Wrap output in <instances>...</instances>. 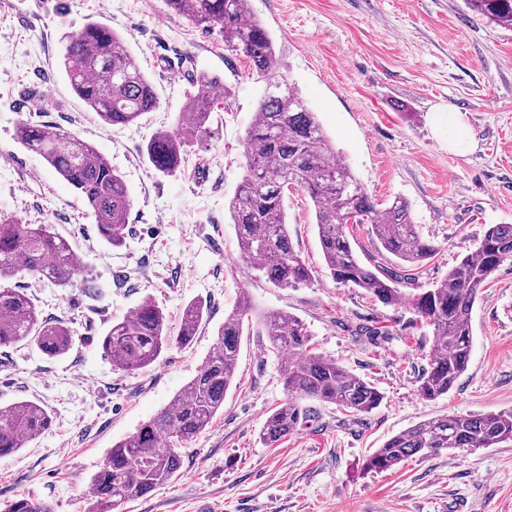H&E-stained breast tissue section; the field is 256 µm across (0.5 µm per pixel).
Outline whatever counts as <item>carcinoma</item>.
Segmentation results:
<instances>
[{
  "label": "carcinoma",
  "instance_id": "1",
  "mask_svg": "<svg viewBox=\"0 0 512 512\" xmlns=\"http://www.w3.org/2000/svg\"><path fill=\"white\" fill-rule=\"evenodd\" d=\"M175 15L198 26H217L224 47L242 51L256 74L270 85L245 136V175L228 203L240 255L278 288H297L311 275L288 234L285 195L302 190L313 204L324 263L333 280L362 288L385 306L407 300L433 327V354L417 391L435 400L454 387L467 370L473 342L471 317L481 288L497 269L512 261V224H491L476 249L448 269L431 288L406 293L415 271L438 254L414 223L409 204L396 198L375 203L349 164L325 135L315 113L294 88L275 78L276 47L266 28L247 15L246 0H164ZM466 8L504 28H512V0H464ZM60 70L75 95L109 126L129 125L159 104L124 36L98 22L66 40ZM219 81L201 73L176 118L175 129L154 133L144 154L158 172L172 174L184 165L189 149L210 132ZM17 141L44 161L79 194L92 213L98 234L122 246L133 207L123 177L93 145L58 127L21 120ZM348 224H368L382 248L401 261L396 270H372L356 255L346 234ZM66 288L82 275L70 243L50 224H22L0 211V280L19 273ZM253 307L248 296L224 314L216 346L199 371L170 404L134 435L113 445L92 478L88 512H116L175 478L183 467L181 448L197 438L224 407L232 386L240 344L250 329ZM199 301L186 304L177 334L166 316L146 296L134 313L112 324L100 345L112 366L133 373L155 363L163 351L189 346L206 320ZM258 334L288 351L282 370L288 401L267 417L261 441L272 446L288 438L310 418L301 404L313 399L355 415L377 408L382 394L336 361L309 350L311 333L303 319L284 311L262 314ZM78 331L70 321L43 316L17 288L0 286V348L20 343L36 346L49 358L68 353ZM51 419L41 405L21 400L0 408V457L36 441ZM512 440V412L467 414L419 422L387 440L365 461L372 472L390 470L405 458L454 448L471 452ZM4 512H51L47 505L21 497Z\"/></svg>",
  "mask_w": 512,
  "mask_h": 512
}]
</instances>
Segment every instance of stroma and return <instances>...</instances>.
Segmentation results:
<instances>
[{"mask_svg":"<svg viewBox=\"0 0 512 512\" xmlns=\"http://www.w3.org/2000/svg\"><path fill=\"white\" fill-rule=\"evenodd\" d=\"M0 0V210L49 224L74 247L84 272L68 288L24 275L44 316L82 335L50 359L32 345L0 349V407L44 406L50 429L0 457V512L18 497L52 512H87L90 482L113 444L168 405L215 346L241 294L257 311H286L312 332L314 353L336 360L384 395L352 416L310 402V420L279 445L260 432L284 403L285 354L243 337L235 382L212 425L187 444L180 474L125 512H512V441L474 453L444 449L392 470L364 473L365 457L392 436L441 415L512 411V261L482 288L472 312L467 370L428 401L418 380L432 329L408 303L385 306L337 285L321 256L314 208L299 190L285 199L288 233L313 270L303 288H278L240 257L227 210L244 175L245 133L267 91L248 60L227 50L219 27L166 14L162 0ZM274 39L278 75L294 85L326 135L378 204L405 198L423 236L440 249L420 268L429 288L472 251L491 224H512V29L493 27L463 0H249ZM123 35L160 104L128 126L103 125L58 65L65 38L88 23ZM218 78L226 109L184 171L154 170L142 149L175 125L196 74ZM454 107L469 131L454 151L435 125ZM63 128L93 144L133 198L128 236L102 240L77 192L15 138L19 121ZM155 298L171 330L184 306L208 309L194 344L135 373L115 369L100 340ZM385 335H357L358 326Z\"/></svg>","mask_w":512,"mask_h":512,"instance_id":"stroma-1","label":"stroma"}]
</instances>
